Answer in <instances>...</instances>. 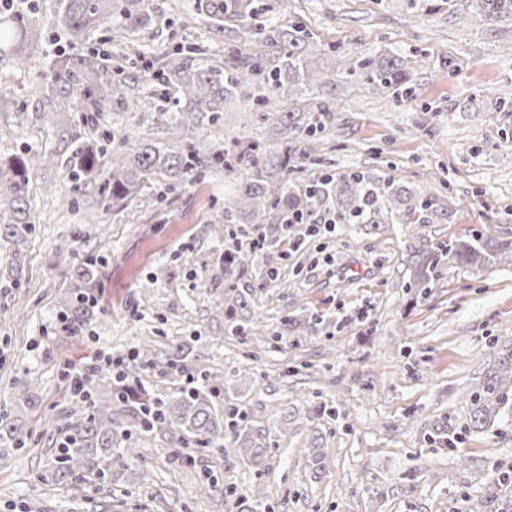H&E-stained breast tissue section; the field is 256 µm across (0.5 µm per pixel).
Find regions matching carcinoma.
I'll use <instances>...</instances> for the list:
<instances>
[{
	"instance_id": "cac0c4a2",
	"label": "carcinoma",
	"mask_w": 512,
	"mask_h": 512,
	"mask_svg": "<svg viewBox=\"0 0 512 512\" xmlns=\"http://www.w3.org/2000/svg\"><path fill=\"white\" fill-rule=\"evenodd\" d=\"M470 7L488 18L512 16V0H466ZM192 14L210 28L234 41L228 56L213 59L197 47L175 45L161 48L151 59H143L144 76L153 80L162 105L188 127H202L219 119L224 101L248 89L258 91L262 107L259 119L275 126L282 145L271 150L258 144L248 154V173L238 182L232 199L224 204V223L214 226L224 236V257L215 279L224 282L226 328L236 336L259 333L261 321L251 314V294L238 290L241 278L257 262L258 252L235 238L233 224H270L271 244L276 233L293 231L296 224H320L329 215L337 224H428L433 203L415 193L406 183L380 182L362 172L324 175L300 190L290 185L289 176L323 163L320 155L334 107L323 102L308 109L287 110L282 104L302 94L315 83L336 88V79L319 70L321 57L315 34L299 27L278 26L260 19L257 0H192ZM147 0H56L57 39L69 45L87 42L97 31L107 34L106 43L118 44L128 35L152 25ZM38 38L32 19L21 11L0 15V54H8L24 66L22 55ZM109 63L106 53L95 46L79 54L65 50L54 53L43 72L42 110L54 119L71 112H99L107 106L123 108L132 87L120 77L121 55ZM361 65L367 69L369 89L374 94L394 97L410 95L403 61L393 57H371ZM53 157L23 149L8 158L0 156V235L15 246L18 258L13 276L20 281L24 268L19 257L35 231L30 199L31 171ZM242 156L210 147L205 151L190 145L172 148L128 135L121 149L109 153L98 138L70 137L65 157L58 162L61 181L74 191L81 185H98L101 207L124 209L140 196L163 206L168 197L198 178L203 169L222 168L232 173ZM512 254V243L494 242L478 233L451 246L418 250L411 256L413 282L408 288H431L440 278L439 269L447 260L458 265H485ZM100 265L86 257L75 273L77 284L63 302L70 328L80 332L90 304L85 302L95 286ZM188 357L176 345L166 352H153L148 344L139 349L144 367L163 363L182 366ZM512 386V355L503 359L499 372L487 378L482 389L471 397L472 412L464 430L481 429L505 400ZM220 383L207 382L166 395L150 390L133 377L118 379L110 373L97 377L93 396L81 414L66 426L64 445L56 455L45 479L52 484L76 481L97 471L104 461L122 466L140 456L135 436L159 441L169 458L179 467L192 469L197 459L192 446L210 448L261 468L268 446L265 437L251 430L245 415L228 419L217 403ZM24 425L10 413L0 416V445L21 448L25 444ZM237 512H258L270 508L261 485L236 501Z\"/></svg>"
}]
</instances>
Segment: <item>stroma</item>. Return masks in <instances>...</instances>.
Here are the masks:
<instances>
[{
    "instance_id": "1",
    "label": "stroma",
    "mask_w": 512,
    "mask_h": 512,
    "mask_svg": "<svg viewBox=\"0 0 512 512\" xmlns=\"http://www.w3.org/2000/svg\"><path fill=\"white\" fill-rule=\"evenodd\" d=\"M268 17L312 30L329 54L320 69L336 75L333 134L323 146L326 166L298 175V184L324 173L362 171L401 180L443 213L416 229L383 224L368 233L357 224L284 237L260 262L279 268L273 287L257 273L240 287L253 291L265 325L241 339L224 328L223 292L214 285L224 239L212 224L240 178L204 171L167 207L133 200L122 211L92 212L97 187L64 185L56 167L31 173L35 232L22 255L0 240V402L12 404L27 431L23 448L0 447V512H236L233 499L210 494L200 453L188 472L150 440L141 458L115 481L88 473L70 484L42 476L60 447L75 406L65 368L108 353L133 355L145 341L158 351L185 345V369L137 368L161 391L192 386L199 371L222 377V407L247 410L271 448L265 475L238 460L224 476L238 493L262 484L275 512H469L486 497L494 470L512 468V403L489 426L464 431L469 395L512 350V261L480 269L444 264L429 293L407 290L413 251L453 243L474 231L512 242V107L498 93L512 87V18L487 20L460 4L433 0L411 13L407 0H271ZM151 30L125 40L130 61L146 45L192 43L215 58L228 54L222 35L192 17L189 0H149ZM398 56L412 97L375 95L355 52ZM33 64L17 70L0 55V154L23 148L61 158L69 127L46 122L39 92L46 46L31 44ZM350 55L339 68L337 53ZM126 110L107 108L77 125L91 137L140 135L172 147L207 143L234 152L251 144L276 146L272 125L251 118L247 101L227 103L214 124L184 128L163 117L144 86ZM101 258L97 305L82 335L60 323L72 274L85 255ZM23 260L25 275L12 268ZM305 329L291 332L285 317ZM301 372L283 377L285 367ZM38 401H17L23 385ZM454 431L455 447L437 434ZM321 468H314V455Z\"/></svg>"
}]
</instances>
